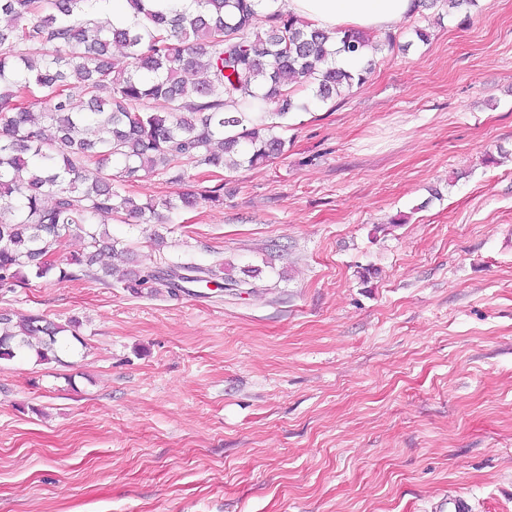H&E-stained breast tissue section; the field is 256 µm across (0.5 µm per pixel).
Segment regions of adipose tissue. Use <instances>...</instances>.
Listing matches in <instances>:
<instances>
[{
	"label": "adipose tissue",
	"mask_w": 512,
	"mask_h": 512,
	"mask_svg": "<svg viewBox=\"0 0 512 512\" xmlns=\"http://www.w3.org/2000/svg\"><path fill=\"white\" fill-rule=\"evenodd\" d=\"M417 0H288V9L311 26L386 31L417 8Z\"/></svg>",
	"instance_id": "adipose-tissue-1"
}]
</instances>
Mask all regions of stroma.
<instances>
[{"mask_svg":"<svg viewBox=\"0 0 512 512\" xmlns=\"http://www.w3.org/2000/svg\"><path fill=\"white\" fill-rule=\"evenodd\" d=\"M376 40L363 86L298 91L283 155L147 175L127 194L197 205L109 222L118 268L225 263L255 293H0L80 321L60 362L0 360V512H512V0Z\"/></svg>","mask_w":512,"mask_h":512,"instance_id":"stroma-1","label":"stroma"}]
</instances>
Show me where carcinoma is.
<instances>
[{
	"label": "carcinoma",
	"mask_w": 512,
	"mask_h": 512,
	"mask_svg": "<svg viewBox=\"0 0 512 512\" xmlns=\"http://www.w3.org/2000/svg\"><path fill=\"white\" fill-rule=\"evenodd\" d=\"M127 2L136 20L116 26L100 18V0H0V291L31 276L112 283L102 255L117 247L105 220L160 218L124 186L149 173L180 183L190 168L262 164L284 152L277 130L295 88L324 102L369 73L337 67L332 36L281 0H190L165 11ZM339 43L359 55L373 38L345 28ZM115 46L129 59L121 70L110 63ZM77 92L88 111L74 106ZM90 126L94 140L84 137ZM78 232L86 250L56 260L55 245ZM204 282L253 288L221 265L174 263L117 278L133 295L175 296ZM67 327L0 315V360L28 350L56 361Z\"/></svg>",
	"instance_id": "carcinoma-1"
}]
</instances>
